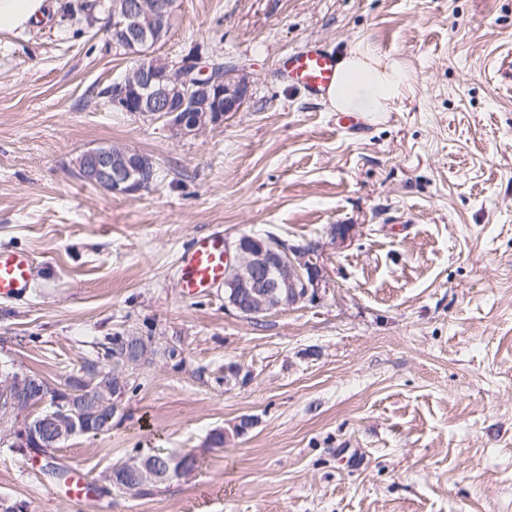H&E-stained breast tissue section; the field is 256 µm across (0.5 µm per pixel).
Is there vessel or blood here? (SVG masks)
<instances>
[{
  "mask_svg": "<svg viewBox=\"0 0 512 512\" xmlns=\"http://www.w3.org/2000/svg\"><path fill=\"white\" fill-rule=\"evenodd\" d=\"M338 58L334 52L307 45L290 55L283 68L288 79L313 96L325 95L336 81ZM31 256L18 250H0V299L24 298L31 284ZM224 280V239L200 238L179 259V283L193 295Z\"/></svg>",
  "mask_w": 512,
  "mask_h": 512,
  "instance_id": "1",
  "label": "vessel or blood"
}]
</instances>
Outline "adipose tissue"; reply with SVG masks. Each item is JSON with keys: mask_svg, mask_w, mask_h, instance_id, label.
<instances>
[{"mask_svg": "<svg viewBox=\"0 0 512 512\" xmlns=\"http://www.w3.org/2000/svg\"><path fill=\"white\" fill-rule=\"evenodd\" d=\"M408 79L403 62L357 45L341 56L336 83L324 101L329 109L362 112L375 121L401 107Z\"/></svg>", "mask_w": 512, "mask_h": 512, "instance_id": "obj_1", "label": "adipose tissue"}]
</instances>
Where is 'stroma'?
I'll return each mask as SVG.
<instances>
[{
	"label": "stroma",
	"instance_id": "obj_1",
	"mask_svg": "<svg viewBox=\"0 0 512 512\" xmlns=\"http://www.w3.org/2000/svg\"><path fill=\"white\" fill-rule=\"evenodd\" d=\"M47 0L0 31V250L33 258L29 295L0 301V361L58 384L104 337L164 336L181 366L141 369L109 434L48 457L0 446V501L28 512H512V0H180L156 54L242 63L249 98L172 139L103 106L134 57ZM318 43L403 61L399 111L355 135L280 75ZM123 143L159 168L118 197L73 161ZM352 229L341 248L331 225ZM323 247L321 298L257 320L224 293L188 296L197 237ZM234 363L245 382L215 384ZM244 416L255 425L209 444ZM193 449L194 473L150 498L82 503L47 464L100 476L134 449Z\"/></svg>",
	"mask_w": 512,
	"mask_h": 512
}]
</instances>
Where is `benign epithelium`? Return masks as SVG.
<instances>
[{
	"label": "benign epithelium",
	"mask_w": 512,
	"mask_h": 512,
	"mask_svg": "<svg viewBox=\"0 0 512 512\" xmlns=\"http://www.w3.org/2000/svg\"><path fill=\"white\" fill-rule=\"evenodd\" d=\"M177 2L123 0L121 15L112 16V47L138 57L135 66L112 83V110L159 119L171 136L186 139L239 111L249 97V81L239 65L219 70L217 59L204 65L202 57L193 52L177 61L150 52L169 34ZM75 166L82 180L115 196L139 195L153 186L145 157L125 144L87 149L76 157ZM227 251L224 287L243 288L246 298L235 295L224 302V308L256 319L293 303H314L321 298L326 271L323 264H315V256L321 254L319 244L290 247L274 236L242 235L227 246ZM117 339L124 344L121 362L115 369L95 375L96 406H109L112 414L122 416L136 372L159 357L179 363L182 350L160 336L147 341L133 329ZM0 395L20 400L23 436L40 437L47 445L82 434L85 420L95 418V406L85 404L77 405L67 418L41 415L47 397L41 391L29 390V378L21 374L1 382ZM144 455L141 450L126 460L124 469L140 485L148 486L162 480L163 475L147 465Z\"/></svg>",
	"instance_id": "1"
}]
</instances>
